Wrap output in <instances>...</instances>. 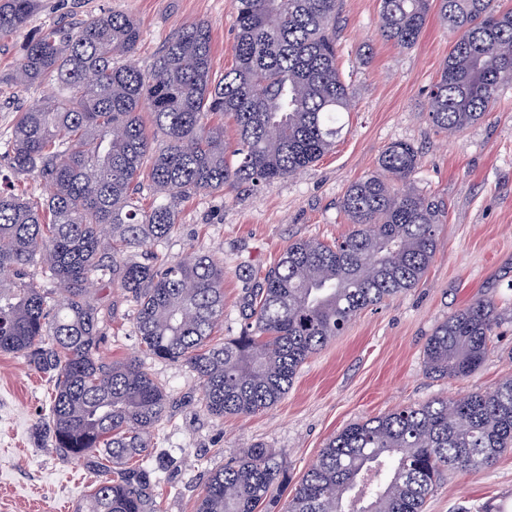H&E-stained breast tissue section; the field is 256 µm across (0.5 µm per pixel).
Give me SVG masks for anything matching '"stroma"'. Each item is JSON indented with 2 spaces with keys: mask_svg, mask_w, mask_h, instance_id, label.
Instances as JSON below:
<instances>
[{
  "mask_svg": "<svg viewBox=\"0 0 512 512\" xmlns=\"http://www.w3.org/2000/svg\"><path fill=\"white\" fill-rule=\"evenodd\" d=\"M139 20L143 35L133 58L148 69L162 45L185 25L211 26L213 67L234 64L233 0H41L26 26L0 37V145L10 138L17 111L41 100L40 87L13 79L22 45L61 20L100 12ZM379 0H341L336 29L338 68L353 92V109L335 147L294 177L247 189L198 192L179 209V231L148 252L177 259L197 249L224 266L223 336L241 333L238 299L245 273L273 265L297 239L331 243L351 229L340 202L347 187L378 167L395 141L418 148L414 187L442 202L437 250L416 288L357 316L301 367L285 397L248 417L216 419L200 403L202 387L184 365L143 352L132 305L109 285L93 289L100 311L104 363L140 362L162 384L170 407L151 438L172 456L188 451L186 468L160 476L159 512H194L209 471L243 447L261 443L280 454L297 484L321 448L350 423L475 388L489 389L512 374V322L503 321L496 347L471 377L426 375L424 344L437 324L475 299L489 297L512 309V84L498 92L485 117L450 136L428 118V93L452 37L438 16L417 45L399 49L378 35ZM54 382L18 354L0 353V512H58L75 507L97 476L84 462L65 458L39 429ZM512 505V454L477 472L449 471L425 512H479L488 503Z\"/></svg>",
  "mask_w": 512,
  "mask_h": 512,
  "instance_id": "stroma-1",
  "label": "stroma"
}]
</instances>
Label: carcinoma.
<instances>
[{
  "label": "carcinoma",
  "instance_id": "1",
  "mask_svg": "<svg viewBox=\"0 0 512 512\" xmlns=\"http://www.w3.org/2000/svg\"><path fill=\"white\" fill-rule=\"evenodd\" d=\"M340 0H236L235 66L218 76L208 23L186 25L143 71L131 16L101 12L36 33L14 80L45 85L16 113L0 171V352L55 378L46 437L99 480L76 512H157L151 455L169 395L136 360L105 364L91 288L107 282L133 303L150 356L180 363L203 388L211 417H246L287 393L306 360L362 311L415 287L437 249L440 206L411 186L418 149L388 144L379 172L352 182L341 208L352 231L332 243L299 239L239 298L240 335H218L224 266L191 251L175 261L130 252L179 229L197 191L258 187L295 176L336 144L352 91L336 64ZM39 0H0V35L26 25ZM457 34L430 91L432 124L450 134L488 112L512 83V10L497 0H381L378 32L415 46L432 10ZM232 122L236 147L224 142ZM49 187L36 198L15 181ZM147 177V208L137 190ZM39 266L54 287L39 288ZM504 319L480 298L439 323L424 346L433 378L476 373ZM512 450V375L489 390L398 408L331 437L284 512H423L446 471L478 470ZM281 456L251 444L209 473L195 512H270Z\"/></svg>",
  "mask_w": 512,
  "mask_h": 512
}]
</instances>
